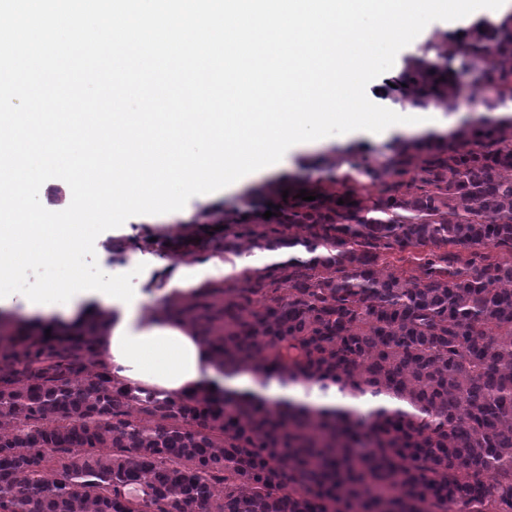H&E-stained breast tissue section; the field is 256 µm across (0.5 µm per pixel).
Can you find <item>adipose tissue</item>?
<instances>
[{"label": "adipose tissue", "instance_id": "ef3b65f1", "mask_svg": "<svg viewBox=\"0 0 512 512\" xmlns=\"http://www.w3.org/2000/svg\"><path fill=\"white\" fill-rule=\"evenodd\" d=\"M99 233L96 224H19L12 233L0 231V306L17 301L24 313H55L68 321L93 314L103 318L99 356L116 379L131 387L176 395L209 390L222 381L274 402L373 409L367 399L307 396L275 381L263 386L248 372L225 377L196 328L156 302L160 296L169 303L195 296L226 275L223 260L160 264L157 270L165 286L146 293L127 287L117 267L87 274L79 257Z\"/></svg>", "mask_w": 512, "mask_h": 512}]
</instances>
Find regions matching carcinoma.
<instances>
[{
    "label": "carcinoma",
    "instance_id": "carcinoma-1",
    "mask_svg": "<svg viewBox=\"0 0 512 512\" xmlns=\"http://www.w3.org/2000/svg\"><path fill=\"white\" fill-rule=\"evenodd\" d=\"M441 38L446 61H482L487 111L512 102V13ZM446 71L408 60L419 105L463 94ZM355 169L376 195L348 174L311 204L224 220L225 262L243 237L289 256L178 313L227 375L390 405L163 396L112 377L94 325L0 322V512H512V116Z\"/></svg>",
    "mask_w": 512,
    "mask_h": 512
}]
</instances>
